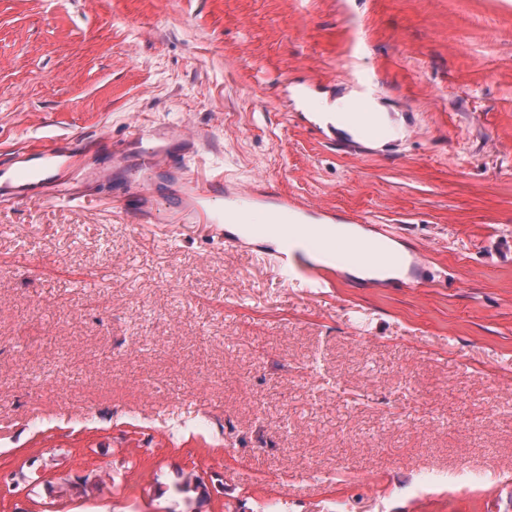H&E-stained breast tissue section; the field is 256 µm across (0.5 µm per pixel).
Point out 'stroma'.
<instances>
[{
  "mask_svg": "<svg viewBox=\"0 0 512 512\" xmlns=\"http://www.w3.org/2000/svg\"><path fill=\"white\" fill-rule=\"evenodd\" d=\"M286 84L401 124L322 139ZM134 116L396 226L434 282L318 294L206 225L134 223ZM43 136L105 138L112 179L0 208V474L40 477L0 512H167L182 469L195 512H512V0H0V155ZM463 465L478 482L420 485Z\"/></svg>",
  "mask_w": 512,
  "mask_h": 512,
  "instance_id": "stroma-1",
  "label": "stroma"
}]
</instances>
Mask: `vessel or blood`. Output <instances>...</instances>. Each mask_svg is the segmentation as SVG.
Masks as SVG:
<instances>
[{
    "label": "vessel or blood",
    "mask_w": 512,
    "mask_h": 512,
    "mask_svg": "<svg viewBox=\"0 0 512 512\" xmlns=\"http://www.w3.org/2000/svg\"><path fill=\"white\" fill-rule=\"evenodd\" d=\"M353 129L366 141L387 136L389 128L381 113L372 110L366 99L354 101L351 111L335 115L320 113L310 127L327 138H335L337 124ZM133 140L140 148L132 181L136 223H158V200L148 181L154 170L178 166L180 175L172 188L181 201V221L209 225L212 233L229 245H241L245 238L228 232L227 226L241 222L244 214L258 216L260 225L250 238L261 241L274 238L269 257L289 280H307L315 288L345 278L347 272L373 258L375 264L405 269L404 286L428 283L430 263L418 249L394 252L390 243L399 233L388 224H377L367 217L323 208L292 194L267 187L260 182L242 184L223 178L206 179L189 173L187 163L198 152L196 139L177 131L157 130L146 124L134 128ZM80 143L65 139L21 148L0 160V203L19 200H47L71 207H86L89 195L79 187L84 176ZM223 199V208H215V199ZM353 224L362 234L339 237L326 233L325 225Z\"/></svg>",
    "instance_id": "vessel-or-blood-1"
}]
</instances>
